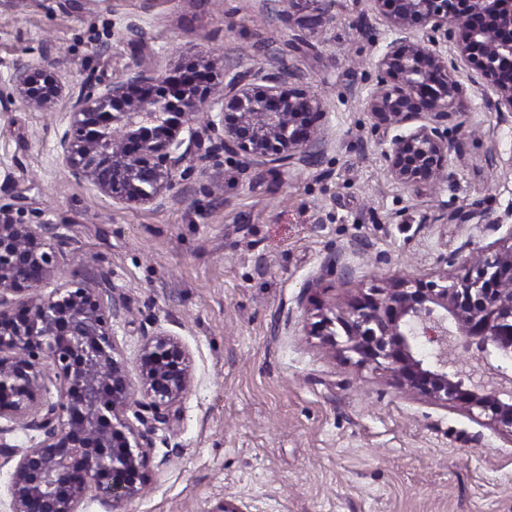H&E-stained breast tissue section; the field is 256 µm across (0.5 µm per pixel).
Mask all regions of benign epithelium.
Instances as JSON below:
<instances>
[{"mask_svg":"<svg viewBox=\"0 0 512 512\" xmlns=\"http://www.w3.org/2000/svg\"><path fill=\"white\" fill-rule=\"evenodd\" d=\"M395 38L375 62V83L364 102L373 132L389 141L387 175L415 190L452 177L450 157L463 142L448 128L461 108L459 69L493 92L492 109L512 118V0H372ZM61 57L46 51L40 67L16 66L14 90L23 103L47 109L62 97L51 71ZM261 92L236 73L215 82L198 68L164 77L140 61L106 91L81 94L59 138L58 157L77 181H89L126 205L166 199L184 163L204 137L222 131L216 150L262 164L292 168L321 156L329 144L325 101L302 76L279 61ZM295 88L284 92L282 84ZM420 278L400 277L358 288L341 305L317 306L310 334L332 350L357 356L356 365L384 371L406 392L469 413L477 409L512 437V377L489 362L492 352L512 359V232L466 260V272L448 268ZM59 269L52 243L30 224L0 213V418L44 439L2 452L12 472L11 512H78L101 476L119 473V502L139 494L151 444L124 419L134 407L154 415L188 392L189 355L160 335L139 359L150 402L135 392L116 349L100 289L86 281L47 296L42 284ZM437 345L432 363L415 356L420 339ZM460 339L480 352L487 379L474 380L466 364L448 360ZM55 387L58 399L47 394Z\"/></svg>","mask_w":512,"mask_h":512,"instance_id":"7a95c632","label":"benign epithelium"}]
</instances>
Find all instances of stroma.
<instances>
[{
    "label": "stroma",
    "mask_w": 512,
    "mask_h": 512,
    "mask_svg": "<svg viewBox=\"0 0 512 512\" xmlns=\"http://www.w3.org/2000/svg\"><path fill=\"white\" fill-rule=\"evenodd\" d=\"M333 22L272 30L285 0H0V93L12 68L64 58L52 111L0 106V209L45 225L59 261L76 260L121 309L113 343L143 399L139 358L159 334L189 353L192 386L164 419L145 412L150 481L114 504L91 492L79 512H512V438L486 416L405 393L380 371L308 335L315 304L353 288L422 277L446 255L454 273L512 230V122L462 76L452 123L476 132L452 155L455 179L415 192L387 175L364 100L393 35L373 0H335ZM144 37L132 43L129 24ZM276 40L326 104L330 143L293 170L249 165L203 140L187 180L163 205L127 206L77 182L57 143L69 101L103 92L135 60L157 73L208 62L216 77L277 71ZM482 202L498 230L441 224Z\"/></svg>",
    "instance_id": "35a3bbf8"
}]
</instances>
